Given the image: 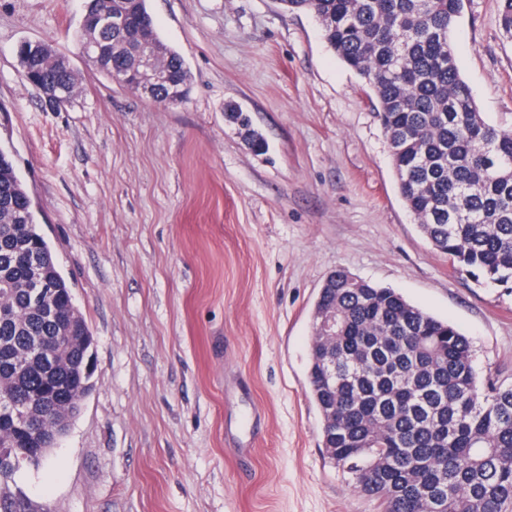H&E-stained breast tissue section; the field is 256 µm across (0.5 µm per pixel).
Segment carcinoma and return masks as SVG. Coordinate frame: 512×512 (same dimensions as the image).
I'll use <instances>...</instances> for the list:
<instances>
[{
  "mask_svg": "<svg viewBox=\"0 0 512 512\" xmlns=\"http://www.w3.org/2000/svg\"><path fill=\"white\" fill-rule=\"evenodd\" d=\"M313 14L327 46L365 80L389 143L398 189L421 232L449 262L487 284L512 285V127L477 111L456 65L450 31L463 0H280ZM124 25H110L117 9ZM94 23L78 30L104 46L96 70L113 79L151 44L189 88L180 53L159 38L147 0H84ZM512 39V0H501ZM30 90L78 95L77 75L45 42L17 53ZM240 132L248 113L229 104ZM12 155L0 148V406L28 402L50 432L86 379L90 334L41 234ZM336 315V335L310 345V396L329 458L381 512H512V382L478 381L470 341L393 288L334 271L313 329ZM39 435L0 421L17 456Z\"/></svg>",
  "mask_w": 512,
  "mask_h": 512,
  "instance_id": "carcinoma-1",
  "label": "carcinoma"
}]
</instances>
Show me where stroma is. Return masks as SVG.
Segmentation results:
<instances>
[{
  "label": "stroma",
  "instance_id": "1",
  "mask_svg": "<svg viewBox=\"0 0 512 512\" xmlns=\"http://www.w3.org/2000/svg\"><path fill=\"white\" fill-rule=\"evenodd\" d=\"M147 6L189 69L174 104L88 65L83 0H0V146L95 339L80 413L8 486L28 512H378L329 459L310 400L324 281L341 268L395 289L467 336L479 376L511 379L512 288L454 269L421 233L377 103L313 15L279 0ZM499 7L464 0L451 34L493 124L512 114ZM24 40L69 57V106L27 89ZM230 101L265 154L225 120Z\"/></svg>",
  "mask_w": 512,
  "mask_h": 512
}]
</instances>
